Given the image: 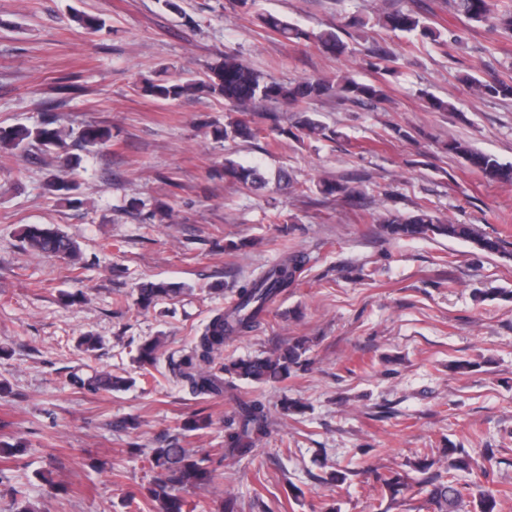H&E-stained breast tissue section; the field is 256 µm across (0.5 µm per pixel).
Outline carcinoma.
<instances>
[{
  "label": "carcinoma",
  "instance_id": "carcinoma-1",
  "mask_svg": "<svg viewBox=\"0 0 512 512\" xmlns=\"http://www.w3.org/2000/svg\"><path fill=\"white\" fill-rule=\"evenodd\" d=\"M456 10L468 21L480 24L496 25L506 32H512V9L498 10L495 0H454ZM87 33L97 32L102 21L85 13L72 14ZM260 25L269 33L296 43L312 40L324 53L331 56H343L348 45L340 36V28H331L318 34H311L288 19L265 14L258 17ZM382 25L390 31L415 33L422 38L436 41L441 32L434 28L428 19L411 11L388 13ZM469 84L477 92L491 98H512V81L498 78L480 80L466 76ZM143 92L160 100H175L192 93H206L224 98L235 112H253L262 102L279 103L297 108L298 117L289 129L281 133L296 139L313 138L333 141L336 132L327 129L317 118L310 115L303 105L325 98L351 101L363 106L380 104L388 99L385 84L382 82H363L348 77L308 78L297 82H281L263 76L234 55L226 54L224 59L210 68L207 78L195 81L180 79L162 83H148ZM260 129L249 120L231 119L224 127L214 129L217 139L243 141L255 140ZM111 138L110 130L98 125H86L79 131L67 129L46 120L35 126L17 125L0 128V147L11 152H29L36 148L44 153L54 152L62 160L63 166L71 171L81 167L82 157L70 152L72 147L86 149L105 145ZM448 150L463 157L469 167L481 172L490 181L512 182V165L500 163L493 155L474 149L464 141L448 144ZM224 179L241 184L250 189H262L269 184L260 166H248L224 160ZM46 193L68 200L77 190L72 180L52 174L44 183ZM318 192L325 198L353 197L355 188L344 183L323 180L317 184ZM383 232L397 239L444 237L468 241L478 251L486 254L507 255L506 242L499 236L479 233L469 224H445L428 207L420 205L414 214L403 217L396 213L387 214L381 221ZM26 244L34 251L46 256L68 258L76 262L80 252L76 244L63 233L40 225H28L22 230ZM306 264V257L291 252L267 270L261 272L234 295L230 305L216 313L205 326L191 351L174 372L186 381L192 392L205 394L220 388V382L213 375L203 371L202 366L211 364L224 347V340L231 336H241L250 332L260 321L268 307L282 293L293 287ZM184 286L149 282L137 288L136 304L148 309L163 299H171L180 294ZM161 345L160 338L147 340L141 344L137 363L143 369L157 363ZM305 348L295 344L285 350L275 351L265 356H255L224 364V373L248 379L256 383L277 382L288 377L290 369L300 364ZM125 385L121 378L110 374H97L87 383L88 389L98 392H110ZM239 426L231 430L226 438L227 456H243L250 452L248 438L252 434L261 435L268 427V414L260 402L241 407L238 413ZM447 475L432 471L435 460L429 456L419 459L416 470L425 474L419 484L425 492V498L419 509L423 512H461L464 496L470 494L476 501L478 512H497L499 496L507 491L499 489L493 478V456L491 448L484 449L481 459L474 458L462 448L447 449ZM151 466L158 469L159 476L147 488L149 498L159 506V512H185V498L181 491L189 487L208 484L215 470L205 466L190 448L161 447L153 448L149 453ZM462 471L474 476V479L460 484L453 479L452 472ZM385 491L394 499L408 488L407 478L393 473L380 476Z\"/></svg>",
  "mask_w": 512,
  "mask_h": 512
}]
</instances>
